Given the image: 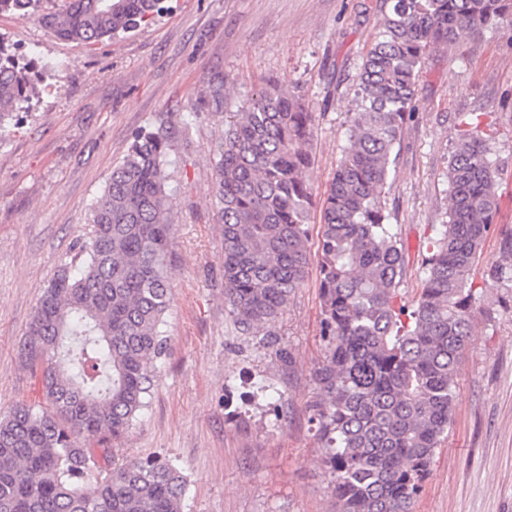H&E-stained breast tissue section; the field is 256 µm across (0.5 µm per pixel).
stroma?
I'll list each match as a JSON object with an SVG mask.
<instances>
[{"label":"stroma","instance_id":"35a3bbf8","mask_svg":"<svg viewBox=\"0 0 512 512\" xmlns=\"http://www.w3.org/2000/svg\"><path fill=\"white\" fill-rule=\"evenodd\" d=\"M161 17L93 46L36 18L0 14V37L34 51L45 89L0 146V413L42 399L20 347L61 263L77 259L91 204L141 129L163 126L171 216L166 355L147 409L117 459L162 456L189 481L184 512H334L311 422L324 358L319 267L269 324L241 327L224 305V245L209 189L233 108L266 82L298 88L317 118L309 171L324 193L347 144L356 76L381 0H167ZM224 83L229 107L212 103ZM198 111L192 124L186 112ZM491 133L499 211L479 260L512 225V24L436 47L390 167L386 213L413 298L448 208V164L469 125ZM453 423L413 512H512V290L490 289L457 371Z\"/></svg>","mask_w":512,"mask_h":512}]
</instances>
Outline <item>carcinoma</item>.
I'll list each match as a JSON object with an SVG mask.
<instances>
[{
  "label": "carcinoma",
  "mask_w": 512,
  "mask_h": 512,
  "mask_svg": "<svg viewBox=\"0 0 512 512\" xmlns=\"http://www.w3.org/2000/svg\"><path fill=\"white\" fill-rule=\"evenodd\" d=\"M41 0H0L32 16ZM163 0H60L40 16L59 38L92 46L135 31ZM512 21V0H383L362 59L348 143L321 206L318 243L324 360L312 404L336 512H411L452 423L455 378L490 288H512V226L475 277L498 208L480 125L455 144L449 206L415 300L399 287L404 254L387 224L395 146L432 48L458 31ZM32 59L0 39V144L37 97ZM306 99L270 81L233 113L214 149L213 205L224 242V299L246 330L275 319L311 256ZM163 128L135 134L90 207L79 263L44 287L21 347L43 402L0 415V512H182L188 482L169 459L112 462L88 478L98 448L148 406L166 354L174 224Z\"/></svg>",
  "instance_id": "cac0c4a2"
}]
</instances>
